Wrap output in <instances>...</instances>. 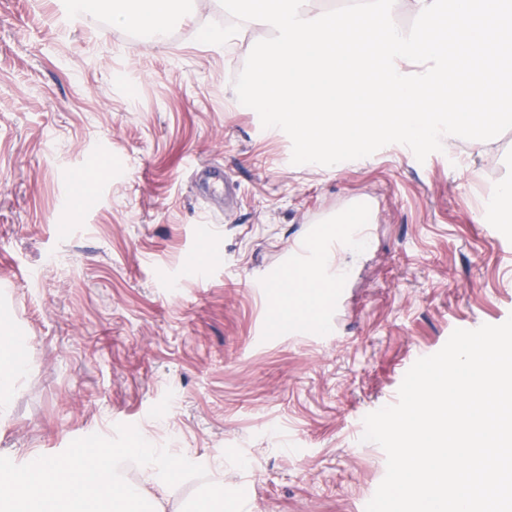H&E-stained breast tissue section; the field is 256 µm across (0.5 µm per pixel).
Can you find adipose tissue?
Listing matches in <instances>:
<instances>
[{"label": "adipose tissue", "instance_id": "ef3b65f1", "mask_svg": "<svg viewBox=\"0 0 512 512\" xmlns=\"http://www.w3.org/2000/svg\"><path fill=\"white\" fill-rule=\"evenodd\" d=\"M69 3L74 15L105 12L116 24L145 30L160 43L188 0H69Z\"/></svg>", "mask_w": 512, "mask_h": 512}]
</instances>
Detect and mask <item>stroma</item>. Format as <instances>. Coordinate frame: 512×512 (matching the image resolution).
<instances>
[{
    "instance_id": "stroma-1",
    "label": "stroma",
    "mask_w": 512,
    "mask_h": 512,
    "mask_svg": "<svg viewBox=\"0 0 512 512\" xmlns=\"http://www.w3.org/2000/svg\"><path fill=\"white\" fill-rule=\"evenodd\" d=\"M197 0L171 40L74 17L67 0H0V336L26 338L0 456L29 463L131 424L209 481L244 490V512H365L386 473L364 417L396 403L406 372L463 326L512 316V222L489 206L512 178V130L418 161L390 144L342 166L291 162L233 80L269 30L197 42L229 23ZM107 141L124 175L84 187ZM238 186L212 240L193 160ZM374 204L338 332L298 331L274 287L253 288L311 218ZM210 259L199 284L194 268Z\"/></svg>"
}]
</instances>
